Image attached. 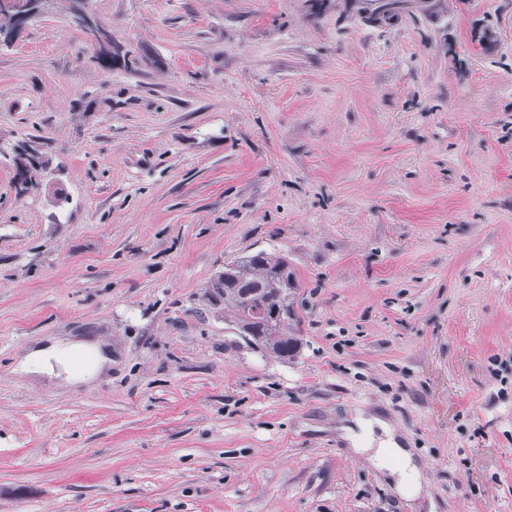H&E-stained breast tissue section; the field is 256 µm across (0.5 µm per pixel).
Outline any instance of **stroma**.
Here are the masks:
<instances>
[{
    "mask_svg": "<svg viewBox=\"0 0 512 512\" xmlns=\"http://www.w3.org/2000/svg\"><path fill=\"white\" fill-rule=\"evenodd\" d=\"M52 0L0 45V512H512V0ZM287 257L297 355L207 301ZM98 340L69 386L31 348ZM388 417L407 500L339 427ZM23 142L25 143L17 144L15 148L14 146L11 148V159L15 170L17 188L24 193L39 188V174L45 168V164L39 149L32 144L34 142ZM18 175L24 177L21 183H19Z\"/></svg>",
    "mask_w": 512,
    "mask_h": 512,
    "instance_id": "stroma-1",
    "label": "stroma"
}]
</instances>
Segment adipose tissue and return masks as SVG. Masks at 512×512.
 <instances>
[{
  "label": "adipose tissue",
  "instance_id": "ef3b65f1",
  "mask_svg": "<svg viewBox=\"0 0 512 512\" xmlns=\"http://www.w3.org/2000/svg\"><path fill=\"white\" fill-rule=\"evenodd\" d=\"M106 361L97 345L53 342L32 349L18 368L26 373L55 375L69 383L82 384L91 381ZM344 432L354 453L384 473L397 494L409 498L420 495L422 473L415 454L405 447L388 420L360 410Z\"/></svg>",
  "mask_w": 512,
  "mask_h": 512
}]
</instances>
